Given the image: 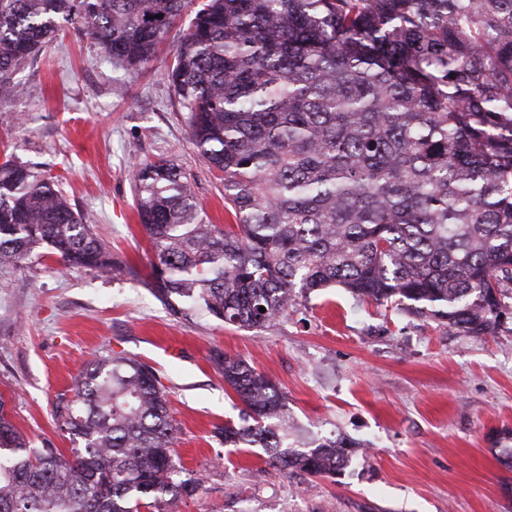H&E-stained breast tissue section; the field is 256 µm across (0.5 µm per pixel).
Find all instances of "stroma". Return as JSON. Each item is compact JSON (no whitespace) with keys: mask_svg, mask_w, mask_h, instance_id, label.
Wrapping results in <instances>:
<instances>
[{"mask_svg":"<svg viewBox=\"0 0 512 512\" xmlns=\"http://www.w3.org/2000/svg\"><path fill=\"white\" fill-rule=\"evenodd\" d=\"M192 18L184 12L137 69L112 67L93 41L60 31L21 66L0 100V154L35 167L76 204L125 269L57 271L46 257L0 264V397L34 442L73 457L54 418L57 394L96 356L154 368L177 426L175 452L196 496L168 512H512V470L497 440L512 434V322L468 336L395 305L354 304L339 287L274 327L177 319L141 282L153 252L135 208L132 169L163 156L195 178L203 216L231 223L224 182L191 143L168 68ZM175 346L179 358L158 352ZM238 357L286 396L298 426L337 429L368 446L336 479L287 475L263 449L230 448L215 426L240 402L211 361Z\"/></svg>","mask_w":512,"mask_h":512,"instance_id":"stroma-1","label":"stroma"}]
</instances>
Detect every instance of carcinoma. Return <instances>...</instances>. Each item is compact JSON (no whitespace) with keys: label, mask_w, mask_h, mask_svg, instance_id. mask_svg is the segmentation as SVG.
Returning a JSON list of instances; mask_svg holds the SVG:
<instances>
[{"label":"carcinoma","mask_w":512,"mask_h":512,"mask_svg":"<svg viewBox=\"0 0 512 512\" xmlns=\"http://www.w3.org/2000/svg\"><path fill=\"white\" fill-rule=\"evenodd\" d=\"M186 0H0V95L60 22L116 68L155 55ZM189 136L223 173L235 223L205 222L173 161L133 170L154 261L146 287L176 317L261 331L311 294L396 304L484 336L512 288V0H204L168 71ZM116 268L84 214L12 156L0 163V261ZM266 312H260V307ZM242 408L214 427L282 472L342 475L363 443L311 436L278 387L213 357ZM54 417L74 459L34 448L0 397V512H167L203 480L175 462L167 393L137 358L92 360Z\"/></svg>","instance_id":"obj_1"}]
</instances>
